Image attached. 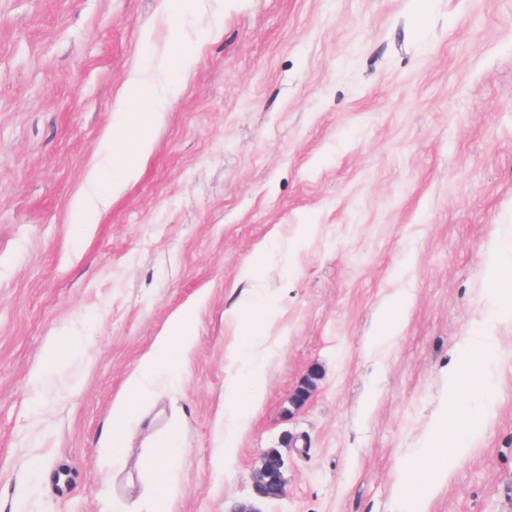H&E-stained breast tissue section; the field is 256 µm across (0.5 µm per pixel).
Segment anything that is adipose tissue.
Here are the masks:
<instances>
[{
	"label": "adipose tissue",
	"mask_w": 512,
	"mask_h": 512,
	"mask_svg": "<svg viewBox=\"0 0 512 512\" xmlns=\"http://www.w3.org/2000/svg\"><path fill=\"white\" fill-rule=\"evenodd\" d=\"M194 61V54L184 47L175 48L167 57L163 67H135L128 75L123 88L124 102L132 104L143 98L153 102L151 110L142 112L131 109L125 113L122 123L112 133L108 146L109 160L118 168L120 176L112 180L111 193H120L123 182L134 177L141 161L150 146V134L153 128L162 122L164 104L175 90L174 74L186 71ZM267 319L265 310L250 308L242 319L244 325L245 350L240 355L244 373L251 385L254 401H261L263 385V360L254 349L255 333ZM194 342V329L190 319L183 318L174 322L165 337L132 376L126 387V394L121 404L112 410L114 417L123 418L134 412L139 400L148 391L158 372H167L172 377H180L183 358ZM465 452L457 432L448 430L446 423H439L434 437L429 441L420 455L413 461L411 468L417 471L418 480L409 482L407 494L416 501L423 500L430 492L429 487L420 478L425 470H435L443 474L450 473L455 459Z\"/></svg>",
	"instance_id": "1"
}]
</instances>
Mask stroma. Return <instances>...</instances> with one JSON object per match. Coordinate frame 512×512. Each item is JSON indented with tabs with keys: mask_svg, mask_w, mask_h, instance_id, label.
Returning a JSON list of instances; mask_svg holds the SVG:
<instances>
[{
	"mask_svg": "<svg viewBox=\"0 0 512 512\" xmlns=\"http://www.w3.org/2000/svg\"><path fill=\"white\" fill-rule=\"evenodd\" d=\"M189 41L138 176L75 223L128 73ZM493 254L512 264V0H202L176 23L162 0H0V512H155L147 462L170 435L166 512L254 501L272 448L285 494L260 512H512ZM401 296L397 335L376 343ZM248 303L270 313L265 389L227 452L225 388L251 399L228 313ZM188 314L181 377L158 375L117 422ZM477 340L479 434L414 504L407 466ZM52 343L65 357L45 388ZM193 342L192 321L189 318H182L174 322L169 327L164 341L154 348L138 373L129 379L122 403L113 407V417L124 418L134 412L139 400L146 394L154 376L159 371L163 370L173 378L179 379L184 355Z\"/></svg>",
	"mask_w": 512,
	"mask_h": 512,
	"instance_id": "stroma-1",
	"label": "stroma"
}]
</instances>
